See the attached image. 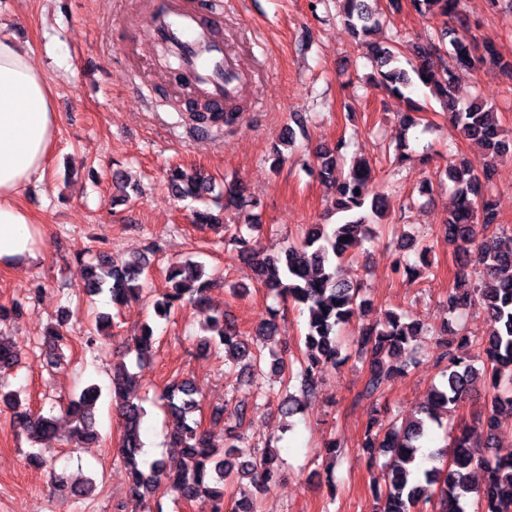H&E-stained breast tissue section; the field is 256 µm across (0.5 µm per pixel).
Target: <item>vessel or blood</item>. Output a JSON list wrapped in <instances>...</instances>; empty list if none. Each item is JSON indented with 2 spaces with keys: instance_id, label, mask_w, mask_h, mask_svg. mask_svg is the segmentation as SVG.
<instances>
[{
  "instance_id": "1",
  "label": "vessel or blood",
  "mask_w": 512,
  "mask_h": 512,
  "mask_svg": "<svg viewBox=\"0 0 512 512\" xmlns=\"http://www.w3.org/2000/svg\"><path fill=\"white\" fill-rule=\"evenodd\" d=\"M125 18L146 32L150 44L181 41L178 68L214 109L227 111L239 98L246 76L243 48L223 39V8L205 18L189 0H128Z\"/></svg>"
}]
</instances>
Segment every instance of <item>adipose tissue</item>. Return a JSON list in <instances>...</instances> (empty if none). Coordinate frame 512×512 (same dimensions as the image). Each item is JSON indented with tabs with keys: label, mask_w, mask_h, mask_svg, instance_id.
Returning a JSON list of instances; mask_svg holds the SVG:
<instances>
[{
	"label": "adipose tissue",
	"mask_w": 512,
	"mask_h": 512,
	"mask_svg": "<svg viewBox=\"0 0 512 512\" xmlns=\"http://www.w3.org/2000/svg\"><path fill=\"white\" fill-rule=\"evenodd\" d=\"M57 133L46 75L10 39L0 37V264L35 263L39 233L14 198L41 177Z\"/></svg>",
	"instance_id": "obj_1"
}]
</instances>
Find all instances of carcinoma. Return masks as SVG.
Instances as JSON below:
<instances>
[{"label": "carcinoma", "mask_w": 512, "mask_h": 512, "mask_svg": "<svg viewBox=\"0 0 512 512\" xmlns=\"http://www.w3.org/2000/svg\"><path fill=\"white\" fill-rule=\"evenodd\" d=\"M343 19L352 33L364 39L362 46L371 52L380 64L377 84L390 93L405 97L414 82L429 89L448 119L468 140L478 143L484 152L476 158L462 157L438 174V181L453 184L456 206L448 214L442 234L454 252L463 255L473 267V273L457 274L448 289V311L460 312L479 302L483 304L497 328L489 336L472 332L461 335L459 346H473L482 351L483 368L457 355L444 342L439 343L438 361L443 363V381L434 387L427 401L419 409L420 417L402 424L392 421L382 426L371 421L365 431L362 448L371 466L383 456L384 485L374 489V512H466L474 505L477 512H512V456H489L475 450L473 433L462 429L434 450L425 451L424 442L434 424H440L442 415L459 406L474 384L486 379L493 393L478 422L486 430V440L492 441L503 420L512 418V236L503 238L505 229L499 224V214L493 201L492 173L497 161L512 158V139L505 135L493 106L477 100L459 107L455 95L456 71L488 64L512 78V59L506 58L492 40L479 41L473 36L446 32L449 48L432 37L412 46L414 63L402 66L404 44L394 38L385 44L368 42L366 38L380 27V20L369 0H344ZM413 8L421 13L437 10L448 20H460L463 0H411ZM447 55L442 76H437L432 59ZM237 113H193L190 120L209 127L232 125ZM345 139L337 140L336 147L315 154L313 172L335 191L334 208L340 214L339 222L307 224L301 241L288 245L277 256H266L257 248L253 232L258 225L252 221L243 224H225L224 248L235 251L253 261L257 280L268 291L283 301L293 302L305 315L304 350L298 367L293 361L271 359V370L287 374L288 379L300 382L304 394L312 391L322 375L324 366L338 362L339 336L350 324L358 306L361 288L339 274L340 263L350 252L374 238L372 225L380 223L388 207V196L370 188V164L360 159L344 173L341 170ZM167 185L173 197L197 204L192 209L194 224H224L211 206L228 212L242 209L243 186L237 181L224 182V192L213 194L212 180L206 174L180 166L167 172ZM147 262L143 259L119 260L98 253L87 265L89 296L108 293L112 305L121 307L139 296L148 283ZM404 271L412 277L433 274L432 264L422 260V267L408 264L398 257L395 271ZM198 262L188 260L169 267L166 278L172 290L157 301L155 314L168 319L175 305L188 299L200 315V329L205 333L202 344L224 346V356L250 369L254 377L264 374L261 349L253 348L239 336L236 327L224 319V313L208 304L207 291L213 280L204 278ZM421 323L409 320V315L388 311L384 319L362 328L353 337V344L364 357L368 374L360 397L379 399L387 385L402 375L408 363L421 352L419 339ZM278 333L277 312L259 328L258 337L270 344ZM65 336L60 330H51L43 339L48 363L61 364V350ZM154 328L146 323L134 338L137 356L150 354L153 348ZM21 353L0 336V369L20 364ZM112 394L123 400L119 413L123 434L121 459L128 470V493L150 503L159 504L156 494L174 493L187 502L201 505V512H226L224 509V482L235 477L248 479L257 490L275 483L280 475L277 451L271 443L264 448L243 441L238 432L246 420L243 404L218 405L212 409V422L224 423L226 446L217 448L209 430L203 428L193 414L199 408L192 382L183 378L168 384L161 401L172 422L169 447L183 456L177 470L170 469L162 458L150 462L142 458V422L145 409L128 401V395L137 384L136 374L126 363L112 365ZM100 387L93 384L83 389L78 398L70 401L65 414L72 423L69 439L75 444L95 435V405ZM0 402L12 410L10 425L25 433L38 445L28 454L30 460L41 463L44 454L59 440L54 417L34 412L22 405L17 393L0 391ZM482 472V483L471 479L472 470ZM58 494L64 500L76 501L93 489L92 483L83 486L68 485L55 480Z\"/></svg>", "instance_id": "cac0c4a2"}]
</instances>
